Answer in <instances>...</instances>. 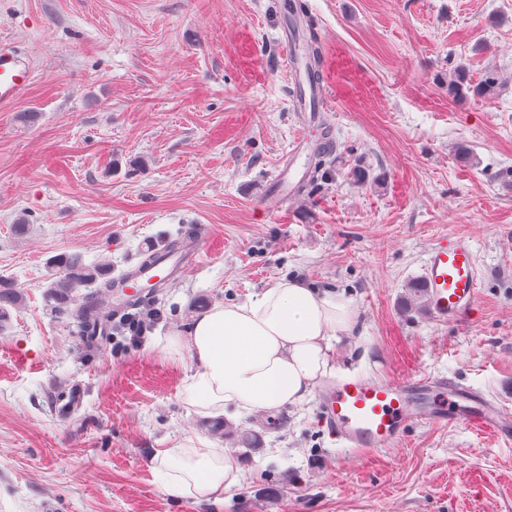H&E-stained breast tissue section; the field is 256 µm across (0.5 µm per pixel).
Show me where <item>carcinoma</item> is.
Returning a JSON list of instances; mask_svg holds the SVG:
<instances>
[{
	"label": "carcinoma",
	"mask_w": 512,
	"mask_h": 512,
	"mask_svg": "<svg viewBox=\"0 0 512 512\" xmlns=\"http://www.w3.org/2000/svg\"><path fill=\"white\" fill-rule=\"evenodd\" d=\"M496 80V74L488 71L478 85L471 86L458 75L448 92L454 97L488 98L494 94ZM50 268L45 298L52 311L73 316L82 331L112 320V264L87 265L79 254H60L51 260ZM23 301L14 283L0 278V324L8 322L10 311L20 308Z\"/></svg>",
	"instance_id": "carcinoma-1"
}]
</instances>
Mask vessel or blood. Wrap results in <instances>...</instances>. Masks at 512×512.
I'll return each mask as SVG.
<instances>
[{"label": "vessel or blood", "instance_id": "obj_1", "mask_svg": "<svg viewBox=\"0 0 512 512\" xmlns=\"http://www.w3.org/2000/svg\"><path fill=\"white\" fill-rule=\"evenodd\" d=\"M282 47L295 77L293 98L309 106L326 98L322 85L304 76L303 44L285 36ZM34 81V67L27 51L13 42L0 41V107L18 101ZM309 146L297 136L288 165L274 177L276 187L285 188L299 173L298 159ZM188 250L154 253L151 262L135 266L130 278L118 279L117 287L131 303L146 299L147 290L176 271H187L196 263L204 244L201 230H194ZM481 271L472 239L455 234L434 244L427 252L422 283L427 290L428 310L442 325L456 323L473 309ZM319 421L338 447L370 451L400 440L406 429L420 421L452 424L502 438L512 432V416L462 384L431 375L398 381H377L359 375L327 383L317 400Z\"/></svg>", "mask_w": 512, "mask_h": 512}]
</instances>
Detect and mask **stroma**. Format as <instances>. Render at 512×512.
<instances>
[{
	"label": "stroma",
	"instance_id": "stroma-1",
	"mask_svg": "<svg viewBox=\"0 0 512 512\" xmlns=\"http://www.w3.org/2000/svg\"><path fill=\"white\" fill-rule=\"evenodd\" d=\"M0 0V40L35 79L0 109V276L26 304L0 327V512H512V444L426 421L396 444L337 447L315 401L225 415L183 400L194 363L166 339L192 314L298 277L352 300L332 369L453 379L512 411V0ZM322 51L327 108L300 189L270 181L308 118L286 24ZM489 99L448 93L457 71ZM26 225L15 234V225ZM190 225L203 257L151 301L144 343L90 340L47 306L48 261L120 274ZM472 238L483 279L451 326L404 310L428 249ZM77 388L58 416L48 395ZM186 436L242 469L223 503L172 498L156 456Z\"/></svg>",
	"mask_w": 512,
	"mask_h": 512
}]
</instances>
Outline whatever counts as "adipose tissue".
I'll use <instances>...</instances> for the list:
<instances>
[{"instance_id": "1", "label": "adipose tissue", "mask_w": 512, "mask_h": 512, "mask_svg": "<svg viewBox=\"0 0 512 512\" xmlns=\"http://www.w3.org/2000/svg\"><path fill=\"white\" fill-rule=\"evenodd\" d=\"M354 326L342 295L281 279L246 301L195 314L184 339L167 343L184 344L193 357L183 396L198 414L266 413L308 401L329 370L332 337L351 335ZM157 470L167 494L218 502L240 475L233 453L192 437L162 449Z\"/></svg>"}]
</instances>
